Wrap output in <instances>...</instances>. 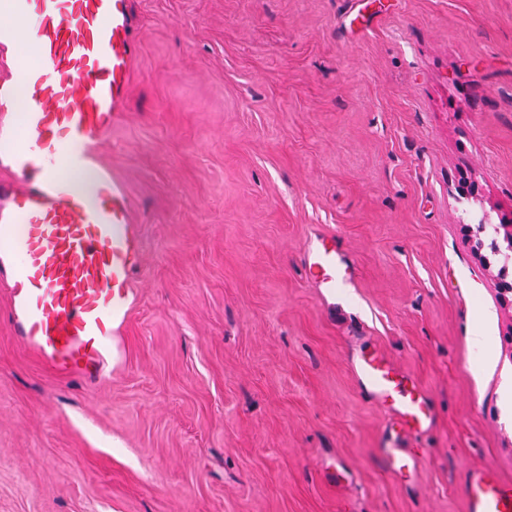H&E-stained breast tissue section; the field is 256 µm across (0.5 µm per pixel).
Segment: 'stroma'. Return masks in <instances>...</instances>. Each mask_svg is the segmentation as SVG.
<instances>
[{
	"mask_svg": "<svg viewBox=\"0 0 512 512\" xmlns=\"http://www.w3.org/2000/svg\"><path fill=\"white\" fill-rule=\"evenodd\" d=\"M132 10L103 147L143 224L126 356L56 379L0 287V512H464L465 470L512 481V292L471 224L512 218V0ZM318 232L348 299L305 274ZM368 346L432 401L412 484L350 369Z\"/></svg>",
	"mask_w": 512,
	"mask_h": 512,
	"instance_id": "obj_1",
	"label": "stroma"
}]
</instances>
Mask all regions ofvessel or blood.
<instances>
[{
    "label": "vessel or blood",
    "mask_w": 512,
    "mask_h": 512,
    "mask_svg": "<svg viewBox=\"0 0 512 512\" xmlns=\"http://www.w3.org/2000/svg\"><path fill=\"white\" fill-rule=\"evenodd\" d=\"M22 31L26 65L14 52ZM136 52L131 0H0V286L13 336L62 379L111 374L136 302L142 224L101 154ZM307 267L329 293L354 283L336 237L309 242ZM351 368L391 421L382 444L390 474L415 478L426 451L412 441L434 425L429 397L378 351H361ZM463 490L466 512H512V482L494 469L466 470Z\"/></svg>",
    "instance_id": "b4317fda"
}]
</instances>
